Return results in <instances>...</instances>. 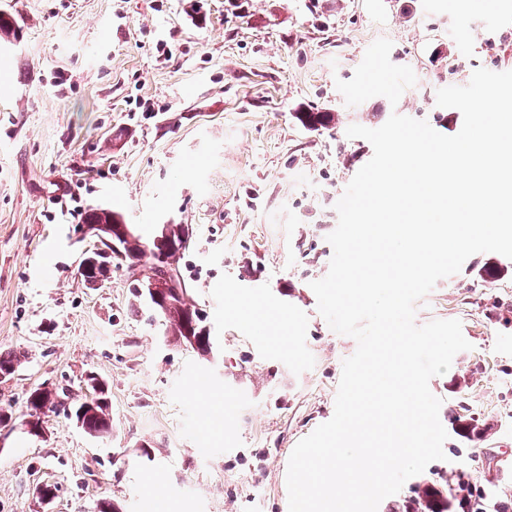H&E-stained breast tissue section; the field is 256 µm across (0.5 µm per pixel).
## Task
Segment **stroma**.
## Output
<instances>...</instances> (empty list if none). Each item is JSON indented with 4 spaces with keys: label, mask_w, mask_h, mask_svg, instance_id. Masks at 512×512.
I'll return each instance as SVG.
<instances>
[{
    "label": "stroma",
    "mask_w": 512,
    "mask_h": 512,
    "mask_svg": "<svg viewBox=\"0 0 512 512\" xmlns=\"http://www.w3.org/2000/svg\"><path fill=\"white\" fill-rule=\"evenodd\" d=\"M1 13L17 25L0 41V353L21 364L0 379V407L22 417L43 385L84 398L93 373L109 386L112 433L90 437L62 407L46 414L45 437L14 429L0 441V512H98L104 499L151 512L148 473L174 512H288L290 455L332 418L357 348L310 287L329 270L335 205L373 156L346 130L396 112L457 134L461 112L436 93L479 67L512 71V0H0ZM380 37L417 83L394 105L347 106L335 81ZM139 96L153 111H132ZM307 106L338 123L304 130L294 114ZM88 205L144 236L192 226L179 264L215 360L168 346L125 270L84 284L78 261L93 241L77 210ZM244 297L278 305V335L238 314ZM434 319L460 320L471 344L429 383L446 458L378 512L458 470L512 499V259L469 257L418 304L417 324ZM202 385L231 402L223 427L207 424ZM460 417L484 437L459 436Z\"/></svg>",
    "instance_id": "obj_1"
}]
</instances>
